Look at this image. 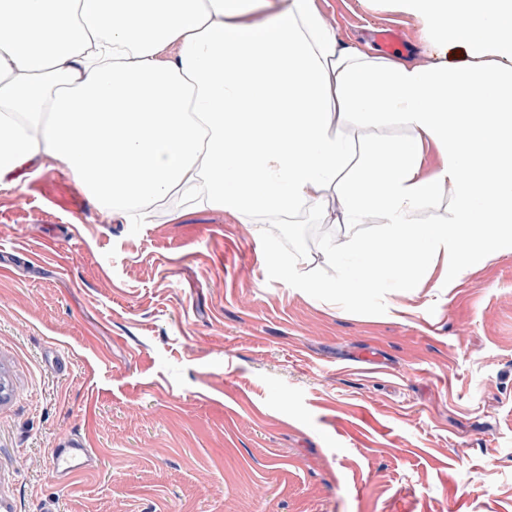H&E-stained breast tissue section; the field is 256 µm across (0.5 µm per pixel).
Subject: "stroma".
<instances>
[{
  "label": "stroma",
  "mask_w": 512,
  "mask_h": 512,
  "mask_svg": "<svg viewBox=\"0 0 512 512\" xmlns=\"http://www.w3.org/2000/svg\"><path fill=\"white\" fill-rule=\"evenodd\" d=\"M336 38L456 66L398 0H316ZM0 190V502L12 512H512V252L451 289L429 278L329 300L327 245L380 238L168 204L151 224L70 213L78 184ZM93 467L58 480L60 435ZM383 51L390 55L403 54L407 51V42L402 33L396 29L383 27L374 35Z\"/></svg>",
  "instance_id": "obj_1"
}]
</instances>
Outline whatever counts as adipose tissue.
Wrapping results in <instances>:
<instances>
[{"mask_svg": "<svg viewBox=\"0 0 512 512\" xmlns=\"http://www.w3.org/2000/svg\"><path fill=\"white\" fill-rule=\"evenodd\" d=\"M401 2L469 63L341 44L315 0H0V189L51 163L123 224L171 200L284 224L332 189L338 223L376 214L384 235L328 249L345 271L312 290L403 293L438 265L455 285L512 251V0ZM353 118L410 136L357 154ZM443 194L447 219L417 224Z\"/></svg>", "mask_w": 512, "mask_h": 512, "instance_id": "ef3b65f1", "label": "adipose tissue"}]
</instances>
